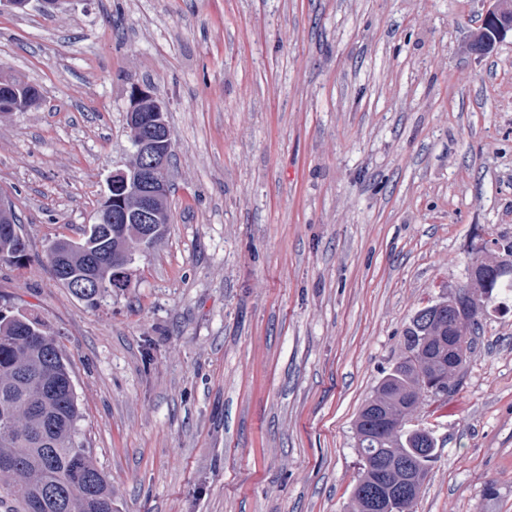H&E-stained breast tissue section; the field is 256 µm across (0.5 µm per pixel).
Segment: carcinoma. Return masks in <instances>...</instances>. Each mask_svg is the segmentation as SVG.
Masks as SVG:
<instances>
[{"label":"carcinoma","instance_id":"1","mask_svg":"<svg viewBox=\"0 0 512 512\" xmlns=\"http://www.w3.org/2000/svg\"><path fill=\"white\" fill-rule=\"evenodd\" d=\"M37 87L12 76L0 77V112H8L13 89ZM18 223L0 214V262L26 256V241L3 233ZM140 224H86L79 238L48 244L45 259L60 284L95 303L100 295L127 286V266L153 246ZM98 284L88 292L72 281ZM512 294V242L471 259L465 284L442 300L418 309L405 330L404 351L361 407L354 429L360 457L350 492V512H369L382 500L388 512H414L417 499L404 498L410 482L423 491L437 458L435 435L406 424L428 398L454 391L481 319L492 304ZM462 306L456 326L464 336L460 357L448 360V309ZM70 366L58 339L36 320L0 310V512H112V485L92 461L81 437V412Z\"/></svg>","mask_w":512,"mask_h":512}]
</instances>
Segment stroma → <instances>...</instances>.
<instances>
[{"label":"stroma","mask_w":512,"mask_h":512,"mask_svg":"<svg viewBox=\"0 0 512 512\" xmlns=\"http://www.w3.org/2000/svg\"><path fill=\"white\" fill-rule=\"evenodd\" d=\"M484 0H64L0 11V195L28 250L0 307L70 362L114 512H348L354 421L411 315L512 241V33ZM166 108L174 222L91 304L48 242L130 160L133 86ZM416 512H512V300L421 406ZM22 88L26 91H33V99L31 106L35 105L40 99L37 87L29 85L17 78L12 76H1L0 77V112H10L12 103L14 101L13 89ZM30 106V107H31Z\"/></svg>","instance_id":"stroma-1"}]
</instances>
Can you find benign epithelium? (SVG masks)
<instances>
[{
  "label": "benign epithelium",
  "instance_id": "benign-epithelium-1",
  "mask_svg": "<svg viewBox=\"0 0 512 512\" xmlns=\"http://www.w3.org/2000/svg\"><path fill=\"white\" fill-rule=\"evenodd\" d=\"M157 99L149 91L139 89L127 111V131L134 143V160L126 168L112 173L110 180L123 186L118 196H105L101 211L109 222L144 224L146 234H152L155 206L167 190V170L172 150L171 136L163 113L148 112L146 106Z\"/></svg>",
  "mask_w": 512,
  "mask_h": 512
}]
</instances>
